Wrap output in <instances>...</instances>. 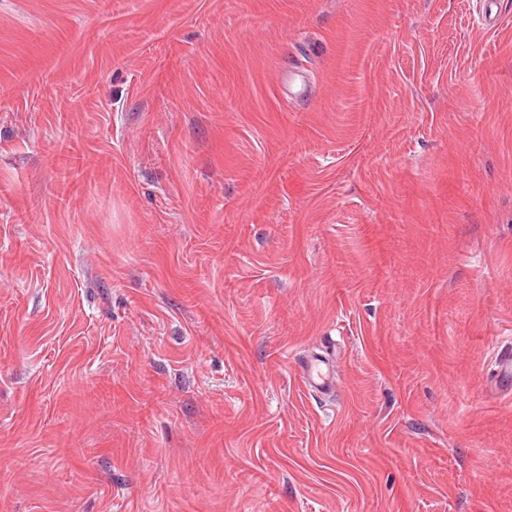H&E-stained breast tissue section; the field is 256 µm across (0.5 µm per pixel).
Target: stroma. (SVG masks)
<instances>
[{"mask_svg":"<svg viewBox=\"0 0 512 512\" xmlns=\"http://www.w3.org/2000/svg\"><path fill=\"white\" fill-rule=\"evenodd\" d=\"M507 349L512 0H0V512H512ZM324 363L326 369L320 366ZM300 379L303 385L312 391L324 392L332 389L335 383L333 366L319 359L311 360L302 367Z\"/></svg>","mask_w":512,"mask_h":512,"instance_id":"stroma-1","label":"stroma"}]
</instances>
